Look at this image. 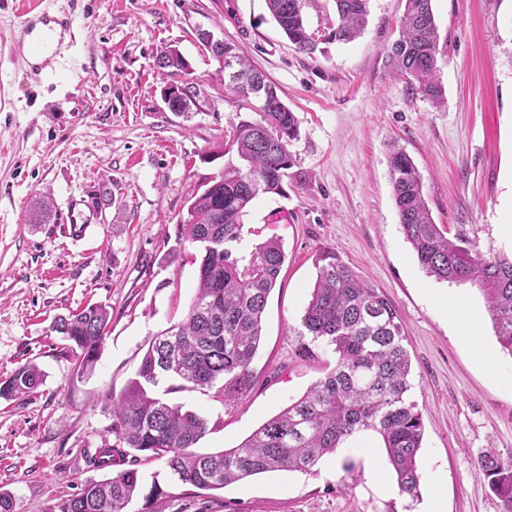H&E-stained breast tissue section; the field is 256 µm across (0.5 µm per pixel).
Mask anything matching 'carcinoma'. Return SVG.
I'll return each instance as SVG.
<instances>
[{
  "instance_id": "obj_1",
  "label": "carcinoma",
  "mask_w": 512,
  "mask_h": 512,
  "mask_svg": "<svg viewBox=\"0 0 512 512\" xmlns=\"http://www.w3.org/2000/svg\"><path fill=\"white\" fill-rule=\"evenodd\" d=\"M369 0H334V20L316 37L306 9L318 0H266L282 32L296 48L315 53L319 45L350 42L362 34ZM440 33L432 0H405L399 38L387 52L394 74L437 105L442 99L438 59ZM157 67L171 77L189 72L175 49L162 51ZM230 89L241 98L256 92L266 103L261 121L242 120L231 127L230 149L242 165L224 174L190 200L182 222L186 241L201 252L196 293L178 323L149 341L148 348L122 394L112 399V424L102 436L98 464L131 448L145 460L162 459L182 483L218 489L273 471L312 473L342 443L364 431L382 442L385 463L402 495L418 496L421 476L417 458L424 435L423 418L412 389V364L404 332L392 303L333 250L316 257L317 280L301 318L296 356L315 358L320 346L331 349L333 368L297 400L270 418L233 448L202 453L196 445L209 431L208 421L158 397L163 378L180 381L182 389H215V397L236 401L254 381L252 364L262 341V318L286 260L282 244H257L241 263L235 245L242 219L261 194L283 193V180L293 165L290 142L298 136V118L282 101L276 86L224 43V66ZM177 111L199 105L195 87L175 99ZM390 175L400 227L420 266L438 281L476 284L502 350L512 354V260L487 257L462 234L449 237L432 220L423 194L422 177L403 150L390 157ZM109 310L89 304L59 317L52 331L69 342L79 375L92 371L107 335ZM221 386H216L218 381ZM43 382L37 365L17 367L0 382V399L31 396ZM114 435L112 444L109 435ZM478 470L512 512V460L488 448ZM141 488L135 469L89 482L76 495L53 503L46 512H125Z\"/></svg>"
}]
</instances>
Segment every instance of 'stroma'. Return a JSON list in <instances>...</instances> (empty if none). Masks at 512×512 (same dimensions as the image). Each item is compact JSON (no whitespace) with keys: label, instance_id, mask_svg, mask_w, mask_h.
<instances>
[{"label":"stroma","instance_id":"obj_1","mask_svg":"<svg viewBox=\"0 0 512 512\" xmlns=\"http://www.w3.org/2000/svg\"><path fill=\"white\" fill-rule=\"evenodd\" d=\"M72 14L45 70L32 75L19 44L15 0H0V380L39 366L36 394L0 399V492L15 512H45L90 481L135 469L141 492L128 512H420L440 488L444 512H507L477 473L482 451L512 459V387L473 358L445 311L467 303L478 335L498 342L481 292L430 277L400 228L389 154L405 150L423 178L435 223L464 234L487 256L512 255L502 229L512 212V0H433L447 37L436 106L393 77L385 53L398 37L404 0H370L364 34L309 55L290 43L265 0H45ZM234 44L276 85L299 121L284 195L259 196L243 218L241 257L259 240L286 253L263 316L250 391L235 402L213 391L157 394L205 418L198 451L238 445L300 397L320 365L296 356L301 316L317 277L315 260L336 253L395 306L423 416L420 496L400 495L391 472L375 480L358 450L337 471H275L221 489L170 475L163 461L127 450L107 468L96 450L112 423V399L134 377L149 340L180 320L196 289L200 254L181 235L191 198L225 167L231 124L261 113L215 79L219 64L198 30ZM174 47L190 61L200 107L168 109V81L155 63ZM54 206L34 224L36 201ZM91 225L81 241L62 237L69 220ZM90 303L111 321L93 372L78 376L54 320ZM163 494L150 496L152 483Z\"/></svg>","mask_w":512,"mask_h":512}]
</instances>
